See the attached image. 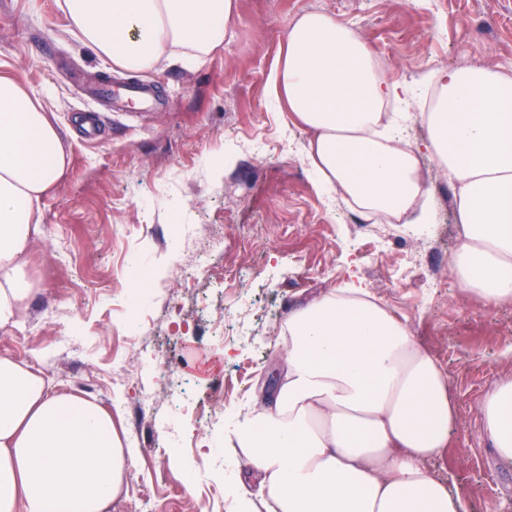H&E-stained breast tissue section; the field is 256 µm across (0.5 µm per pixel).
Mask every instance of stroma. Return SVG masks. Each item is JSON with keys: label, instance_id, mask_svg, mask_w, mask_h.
<instances>
[{"label": "stroma", "instance_id": "stroma-1", "mask_svg": "<svg viewBox=\"0 0 512 512\" xmlns=\"http://www.w3.org/2000/svg\"><path fill=\"white\" fill-rule=\"evenodd\" d=\"M323 11L361 35L389 79L432 68L512 72V0H238L235 41L204 65L130 74L73 35L59 0H0V76L40 97L68 155L41 203L26 273L35 293L21 326L0 328V357L42 372L56 392L111 412L119 437L141 436L109 512L151 489L149 512H227L230 419L273 386L289 310L356 281L405 316L447 369L459 424L444 463L468 512H512V467L479 433L478 406L512 377V305L463 295L448 266L459 244L454 188L425 163L443 217L434 235L397 233L330 207L298 154L308 130L274 112L267 80L287 23ZM151 84L157 108L105 100L104 77ZM223 156L211 176L207 160ZM218 246L209 270L182 276L176 235ZM146 267L158 355L126 328L127 288ZM126 365L123 383L112 369ZM153 407L140 410L148 392Z\"/></svg>", "mask_w": 512, "mask_h": 512}]
</instances>
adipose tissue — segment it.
Returning <instances> with one entry per match:
<instances>
[{"instance_id": "ef3b65f1", "label": "adipose tissue", "mask_w": 512, "mask_h": 512, "mask_svg": "<svg viewBox=\"0 0 512 512\" xmlns=\"http://www.w3.org/2000/svg\"><path fill=\"white\" fill-rule=\"evenodd\" d=\"M98 59L132 73L206 62L234 37L236 0H62ZM269 94L311 137L315 184L366 221L434 224L424 161L454 187L460 246L449 267L483 306L512 304V75L431 69L421 89L390 81L371 45L327 13L292 19ZM416 108L429 141H408L398 105ZM67 155L39 98L0 76V327L18 325L41 201ZM282 374L233 428L239 485L230 512H466L435 469L457 409L448 373L367 289L331 288L282 327ZM480 432L512 465V377L482 399ZM112 417L0 358V512H109L133 463Z\"/></svg>"}]
</instances>
